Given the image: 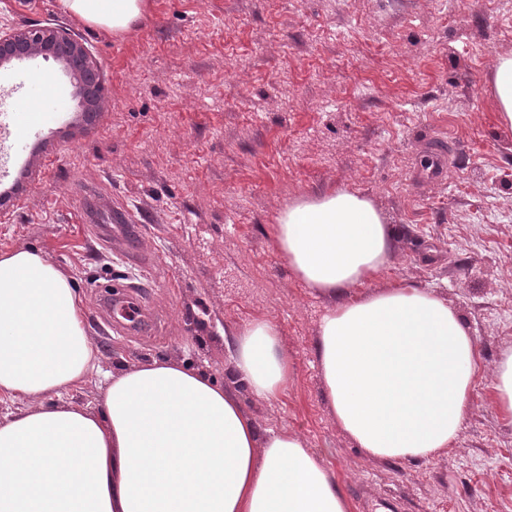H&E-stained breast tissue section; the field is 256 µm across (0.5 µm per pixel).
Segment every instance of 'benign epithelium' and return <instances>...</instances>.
Listing matches in <instances>:
<instances>
[{"label": "benign epithelium", "mask_w": 512, "mask_h": 512, "mask_svg": "<svg viewBox=\"0 0 512 512\" xmlns=\"http://www.w3.org/2000/svg\"><path fill=\"white\" fill-rule=\"evenodd\" d=\"M26 52L31 56L47 57V54L64 53L69 68L78 75L94 72L92 60L85 44L81 43L65 27L37 25L29 30L16 33H0V64L11 61L16 52Z\"/></svg>", "instance_id": "obj_1"}]
</instances>
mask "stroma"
<instances>
[{
	"label": "stroma",
	"instance_id": "obj_1",
	"mask_svg": "<svg viewBox=\"0 0 512 512\" xmlns=\"http://www.w3.org/2000/svg\"><path fill=\"white\" fill-rule=\"evenodd\" d=\"M67 27L89 49L101 127L59 143L0 223V252L36 249L71 274L105 369L175 358L207 371L261 429L298 435L351 505L400 512H512V417L478 380L460 441L429 460H372L336 426L316 341L327 301L282 257L289 201L347 187L395 234L371 288L435 291L460 315L487 369L512 350V129L489 92L512 54V0H147L115 37L61 0H0V29ZM460 165L415 176L420 152ZM132 243L164 267L115 254L99 233L121 209ZM141 284L152 336L98 327L101 284ZM273 321L290 357L285 391L255 397L230 368L226 331Z\"/></svg>",
	"mask_w": 512,
	"mask_h": 512
}]
</instances>
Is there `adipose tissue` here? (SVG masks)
<instances>
[{
	"label": "adipose tissue",
	"mask_w": 512,
	"mask_h": 512,
	"mask_svg": "<svg viewBox=\"0 0 512 512\" xmlns=\"http://www.w3.org/2000/svg\"><path fill=\"white\" fill-rule=\"evenodd\" d=\"M112 35L142 19L146 0H61ZM490 91L512 127V56ZM295 274L330 297L317 350L331 413L365 456L420 460L458 441L476 381L491 376L512 416V351L486 371L457 311L434 291L365 284L395 241L373 201L345 187L287 204L276 224ZM74 279L42 253H0V402L25 410L0 422V512H350L333 473L302 440L261 433L206 372L151 360L106 373L93 413L66 395L99 370ZM237 375L259 398L289 376L277 325L230 335Z\"/></svg>",
	"instance_id": "obj_1"
}]
</instances>
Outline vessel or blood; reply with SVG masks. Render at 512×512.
Returning a JSON list of instances; mask_svg holds the SVG:
<instances>
[{
  "mask_svg": "<svg viewBox=\"0 0 512 512\" xmlns=\"http://www.w3.org/2000/svg\"><path fill=\"white\" fill-rule=\"evenodd\" d=\"M24 101L36 104L33 112H0V217H8L29 186L33 168L44 166L57 139H68L78 147V138L97 129V112L67 113L62 98L49 77H33L25 82ZM99 315L110 327L123 333H141L154 323L139 297L136 284L114 283L103 292Z\"/></svg>",
  "mask_w": 512,
  "mask_h": 512,
  "instance_id": "b4317fda",
  "label": "vessel or blood"
}]
</instances>
